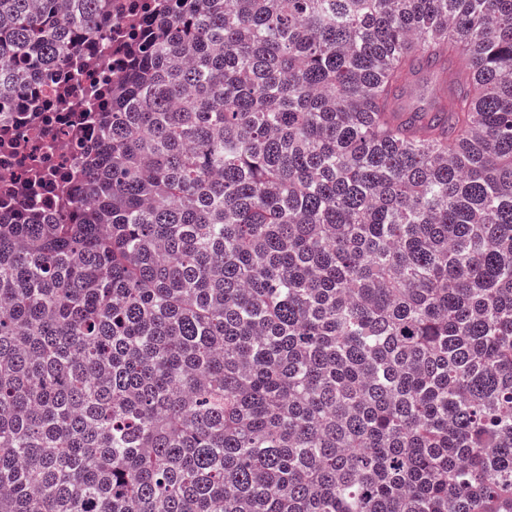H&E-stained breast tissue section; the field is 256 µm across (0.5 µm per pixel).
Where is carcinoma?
Segmentation results:
<instances>
[{"mask_svg":"<svg viewBox=\"0 0 512 512\" xmlns=\"http://www.w3.org/2000/svg\"><path fill=\"white\" fill-rule=\"evenodd\" d=\"M112 0H0V115ZM53 216L0 211V512H512V0H146Z\"/></svg>","mask_w":512,"mask_h":512,"instance_id":"carcinoma-1","label":"carcinoma"}]
</instances>
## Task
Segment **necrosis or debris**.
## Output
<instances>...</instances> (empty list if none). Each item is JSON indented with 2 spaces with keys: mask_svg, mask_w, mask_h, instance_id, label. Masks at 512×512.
<instances>
[{
  "mask_svg": "<svg viewBox=\"0 0 512 512\" xmlns=\"http://www.w3.org/2000/svg\"><path fill=\"white\" fill-rule=\"evenodd\" d=\"M96 57L86 66L79 57L43 73L28 103L0 119V186L9 185L22 205L45 208L49 187L65 177L79 182V152L95 139L98 125L89 107L59 112L60 94L83 99L87 90L112 78V39L102 37L86 45Z\"/></svg>",
  "mask_w": 512,
  "mask_h": 512,
  "instance_id": "1",
  "label": "necrosis or debris"
}]
</instances>
